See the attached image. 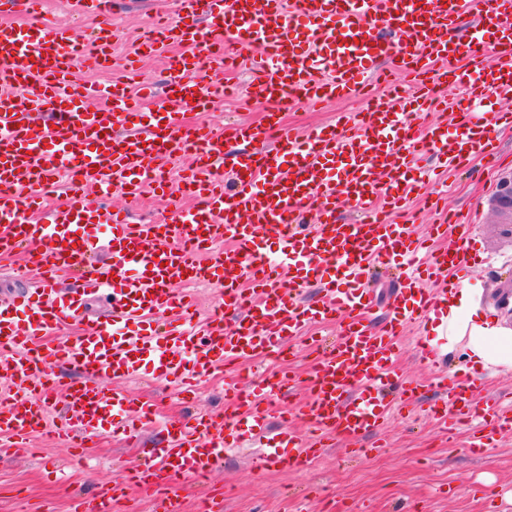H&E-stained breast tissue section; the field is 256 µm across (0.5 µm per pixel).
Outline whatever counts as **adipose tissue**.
Instances as JSON below:
<instances>
[{
  "label": "adipose tissue",
  "mask_w": 512,
  "mask_h": 512,
  "mask_svg": "<svg viewBox=\"0 0 512 512\" xmlns=\"http://www.w3.org/2000/svg\"><path fill=\"white\" fill-rule=\"evenodd\" d=\"M437 333L447 336L449 346L466 343L472 368L512 364V327L482 318L472 304L470 289H458L451 296Z\"/></svg>",
  "instance_id": "obj_1"
}]
</instances>
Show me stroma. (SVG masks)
<instances>
[{
  "instance_id": "35a3bbf8",
  "label": "stroma",
  "mask_w": 512,
  "mask_h": 512,
  "mask_svg": "<svg viewBox=\"0 0 512 512\" xmlns=\"http://www.w3.org/2000/svg\"><path fill=\"white\" fill-rule=\"evenodd\" d=\"M175 0H121L111 18L120 29L112 47L113 67L121 69L143 33L153 23L155 10L173 12ZM248 69L235 72L234 97L215 101L200 121L209 128L231 122L257 120L262 105L247 103ZM348 100L322 110L305 103H290L288 124L298 128L336 122L343 113L361 111ZM492 156L474 160L467 168L441 174L422 162L423 188L446 197L448 207L470 227L468 253L483 260L481 267L462 273L461 287L471 289L472 303L481 316L500 322L512 319V309L500 295L512 286V239L492 210L498 179L512 172V128L493 126ZM115 206L131 210L138 218L166 219L174 206H193L192 198L178 188L167 193H145L137 199L114 196ZM137 396L157 400L160 420L145 430L140 445L128 446L107 438L93 450L90 464L69 460L66 443L39 433L32 441L35 456L0 455V512H71L74 499L94 494L101 480L117 478L127 461L149 455L158 443L163 421L193 409L223 411L224 379L201 381L193 399L184 398L178 384L143 381L129 384ZM424 393L413 411L392 416L383 435L367 434L355 441L332 438L329 447L301 471L271 468L256 471L253 460L260 445L251 441L225 456L201 484L186 482L179 492L182 512H197L210 490L224 494V512H498L512 506V432L497 435L490 448L474 455L458 436L448 446L426 411L434 402ZM365 449L362 458L349 460L351 448ZM64 465L69 479L57 482L52 465Z\"/></svg>"
}]
</instances>
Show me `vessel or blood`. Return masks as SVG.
Masks as SVG:
<instances>
[{
	"instance_id": "1",
	"label": "vessel or blood",
	"mask_w": 512,
	"mask_h": 512,
	"mask_svg": "<svg viewBox=\"0 0 512 512\" xmlns=\"http://www.w3.org/2000/svg\"><path fill=\"white\" fill-rule=\"evenodd\" d=\"M42 4L0 0L1 13L34 18L24 26L0 23V252H24L40 275L34 291L0 303V379L16 388L0 394V450L29 456V438L52 425L74 457H87L102 434L136 437L156 415L124 382L148 374L174 379L190 396L195 381L227 363L291 354L300 338L316 352L300 415L317 438L270 432L272 420H289L275 404L278 393L295 389L291 374L245 390L229 382L224 413L198 411L168 423L164 447L74 512H115L129 485L155 493L159 512H180L178 489L206 479L242 441H267L256 470H300L320 455L324 436L379 432L396 394L421 388L395 369L404 326H430L446 314L448 292L467 264V227L453 214L430 227L442 239L455 234L445 250L427 249L413 225L391 216L420 188L422 156L454 170L490 154L477 107L512 124L511 112L495 110L512 98V0H177L175 19L153 24L134 52L166 58L175 75L147 115L134 103L135 66L105 88L74 80L81 63L111 70L112 38L77 42L70 27L41 20ZM228 43L259 54L248 93L266 104L265 123L181 125L182 111H207L223 96V70L203 73L199 54L222 56ZM386 61L410 88L395 84L387 95L365 96ZM436 61L447 63L444 76L459 98L437 96L429 75ZM295 95L312 105L361 97L366 106L296 134L279 123L283 101ZM447 109L451 128L413 119ZM177 152L187 155L181 191L194 207L174 209L160 224L132 221L113 206V193L134 198L165 188L167 161ZM63 173L70 193L47 204L46 187ZM343 200L359 220L338 221ZM103 245L110 260L100 265L93 255ZM381 262L401 268L404 286L378 326L366 282ZM68 278L71 291L58 294L56 285ZM212 278L224 283V311L194 323L188 285ZM311 285L320 298L301 303V289ZM91 294L106 301L110 319L70 334ZM158 313L180 322L160 329ZM325 323L339 328L332 343L306 336L308 325ZM57 366L72 368L74 379L59 383ZM430 385L443 395L428 410L443 434L453 435L464 416L491 417V428L468 434L471 452L483 453L496 433L512 429V406L480 399L477 374L437 373ZM59 388L66 404L54 423Z\"/></svg>"
}]
</instances>
